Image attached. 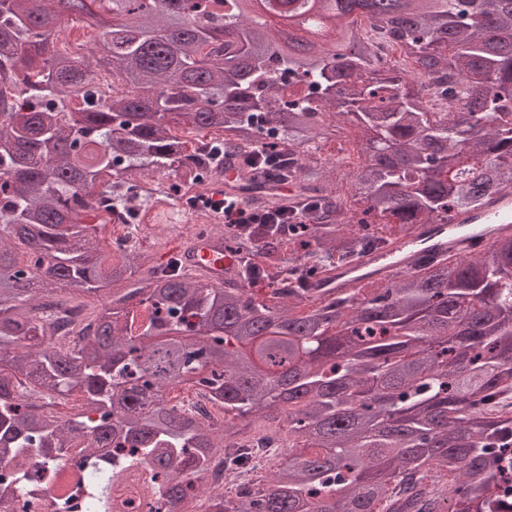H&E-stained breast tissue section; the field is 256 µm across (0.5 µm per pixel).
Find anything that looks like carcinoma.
Here are the masks:
<instances>
[{
	"instance_id": "carcinoma-1",
	"label": "carcinoma",
	"mask_w": 512,
	"mask_h": 512,
	"mask_svg": "<svg viewBox=\"0 0 512 512\" xmlns=\"http://www.w3.org/2000/svg\"><path fill=\"white\" fill-rule=\"evenodd\" d=\"M156 2L68 0V20L99 28L77 57L57 46L54 0H0V456L17 466L0 512L26 509L29 482H63L56 461L75 450L87 512L173 507L204 490L235 420L280 415L298 446L265 486L213 494L215 512H487L512 458V417L494 410L512 397V235L345 292L304 279L512 188V0H347L324 42L286 27L325 0H262L260 36L250 0ZM360 19L402 38L420 90L360 39ZM102 70L124 96L97 97ZM330 113L354 117L364 158L347 190L314 157L344 134ZM172 123L223 132L221 159L254 156L236 199L299 220L288 239L275 224L223 233L239 263L221 288L96 242L102 204L137 227L175 208L180 185L224 174ZM286 149L292 203L254 174ZM151 174L179 183L141 186ZM107 290L71 341L36 317L47 296ZM187 384L230 416L223 430L173 403ZM74 391L64 419L52 400Z\"/></svg>"
}]
</instances>
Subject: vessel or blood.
<instances>
[{"label": "vessel or blood", "instance_id": "b4317fda", "mask_svg": "<svg viewBox=\"0 0 512 512\" xmlns=\"http://www.w3.org/2000/svg\"><path fill=\"white\" fill-rule=\"evenodd\" d=\"M512 234V197L496 198L483 206L456 214L448 224H421L409 236L362 258L358 269L376 275L398 274L411 269L418 257L416 247L427 242L433 251L467 257L488 249L496 237ZM184 266L203 281L220 287L237 268L235 255L225 250L220 236L191 237L179 250Z\"/></svg>", "mask_w": 512, "mask_h": 512}]
</instances>
